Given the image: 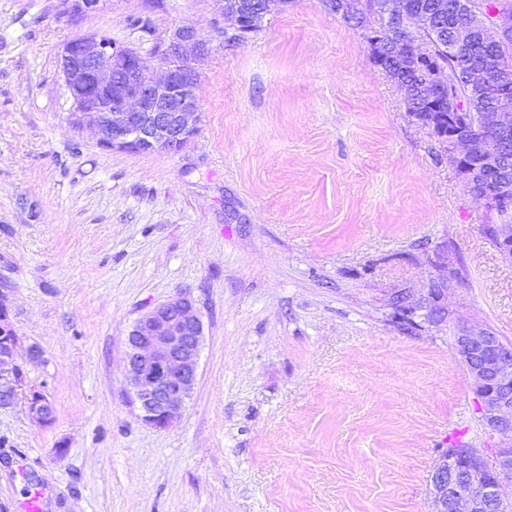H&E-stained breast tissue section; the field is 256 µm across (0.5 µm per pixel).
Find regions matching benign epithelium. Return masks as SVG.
<instances>
[{
    "mask_svg": "<svg viewBox=\"0 0 512 512\" xmlns=\"http://www.w3.org/2000/svg\"><path fill=\"white\" fill-rule=\"evenodd\" d=\"M69 12H95L100 0H66ZM251 5L223 0L221 34L239 37L241 13ZM455 18V51L478 35L495 44L512 33V10L491 14L468 0L445 4ZM389 19L373 28L371 46L403 57L419 52L415 34L430 24L429 16L408 11L399 0L387 6ZM213 50L209 38L191 24L179 25L158 40V59L135 49L117 47L103 34L80 35L67 42L60 55V72L72 101L71 127L94 128L99 145L125 153L172 152L185 149L197 132V59ZM477 90L493 99L490 109L473 118L468 110L429 112L422 119L437 135L440 155L458 178L471 185V194L489 212L512 209V85L501 66L489 63L471 73ZM425 99L448 96V76L438 72L424 79ZM499 242L503 261L512 263V224L482 225ZM449 279L432 281L426 292L404 288L395 297L425 311L428 323L440 324ZM0 410L24 408L35 421L53 420L52 406L36 391H26L23 365L17 361L20 338L8 322V295L0 291ZM204 340L202 315L191 294L180 292L139 317L125 339L123 377L140 418L158 429L168 427L194 391ZM453 350L472 379L481 419L492 433L507 438L493 453V461L477 449L449 448L430 478L432 512H500L506 504L501 488L512 483V345L488 328L465 321L457 324Z\"/></svg>",
    "mask_w": 512,
    "mask_h": 512,
    "instance_id": "benign-epithelium-1",
    "label": "benign epithelium"
}]
</instances>
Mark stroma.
Returning <instances> with one entry per match:
<instances>
[{
  "label": "stroma",
  "instance_id": "1",
  "mask_svg": "<svg viewBox=\"0 0 512 512\" xmlns=\"http://www.w3.org/2000/svg\"><path fill=\"white\" fill-rule=\"evenodd\" d=\"M220 0H0V290L43 425L0 410V512H431L456 444L493 453L457 322L512 344V264L490 216L360 31L292 0L227 48ZM212 36L197 133L180 153H119L72 129L65 43L104 33L150 54ZM459 278L447 322L407 331L402 288ZM194 297L204 343L180 418L157 429L122 376L137 318Z\"/></svg>",
  "mask_w": 512,
  "mask_h": 512
}]
</instances>
